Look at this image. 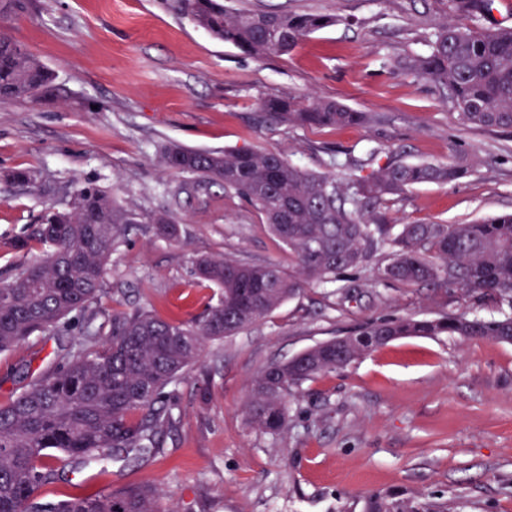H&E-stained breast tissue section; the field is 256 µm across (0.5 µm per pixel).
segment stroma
<instances>
[{
    "instance_id": "stroma-1",
    "label": "stroma",
    "mask_w": 512,
    "mask_h": 512,
    "mask_svg": "<svg viewBox=\"0 0 512 512\" xmlns=\"http://www.w3.org/2000/svg\"><path fill=\"white\" fill-rule=\"evenodd\" d=\"M241 9L328 14L333 26L290 54L261 59L211 39L172 0H30L12 35L52 69L63 104L0 101V172L30 168L58 192L91 180L136 215L115 244L99 299L102 318L146 307L186 320L219 292L197 283L191 259L233 256L295 272L287 247L234 192L160 162L170 142L200 150L274 149L308 170L350 181L373 164L465 161L459 182L418 186L383 209L386 223L465 224L512 211V129H466L431 83L381 64L428 49L442 0H235ZM334 99L379 116L376 125H256L266 98ZM49 197L0 180V281L38 256L32 236ZM167 213L174 239L154 235ZM470 312L492 304L456 292L383 280L379 264L307 285L236 335L205 342L180 383L176 427L144 464L91 466L52 500L149 485L175 512H364L368 495L425 493L450 512H512V344L405 336L344 369L307 382L288 432L272 438L246 421L254 377L367 322ZM73 332L34 336L0 355V404L14 373L49 365Z\"/></svg>"
}]
</instances>
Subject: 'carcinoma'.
<instances>
[{"label":"carcinoma","instance_id":"cac0c4a2","mask_svg":"<svg viewBox=\"0 0 512 512\" xmlns=\"http://www.w3.org/2000/svg\"><path fill=\"white\" fill-rule=\"evenodd\" d=\"M493 0H444L448 20L434 27L427 54L394 60L393 67L448 92L464 128H512V28L483 23ZM179 10L214 40L262 58L287 55L333 18L313 13L243 10L232 0H178ZM28 9V0H0V18ZM65 90L56 75L0 27V100L54 101ZM298 127H346L377 121L332 100L294 97L263 101L260 122ZM161 161L174 172L218 183L247 200L270 233L293 254L298 271L276 262L202 256L193 276L222 290L220 302L185 321H166L145 309L115 311L98 326L112 248L135 214L105 188L85 182L68 207L45 208L34 241L43 255L0 285V353L36 333L81 321L79 337L60 349L48 368L26 376L22 391L0 404V512H173L158 506L150 486L57 501L37 491L64 480V465L146 461L163 448L175 426L176 386L207 340L250 327L294 296L305 283L331 284L378 251L389 250L382 277L412 287L456 289L477 302L497 304L500 315L470 313L435 318L371 321L356 336H338L297 357L266 366L253 380L248 423L281 437L291 402L303 385L341 369L403 336L482 338L512 343V212L471 224H373L370 213L423 183L451 184L466 177L459 162H406L397 158L343 183L295 166L270 150L204 151L170 144ZM6 180L32 187L35 173L16 168ZM154 234L172 238L173 217L151 218ZM365 512H448V503L405 494L372 495Z\"/></svg>","mask_w":512,"mask_h":512}]
</instances>
